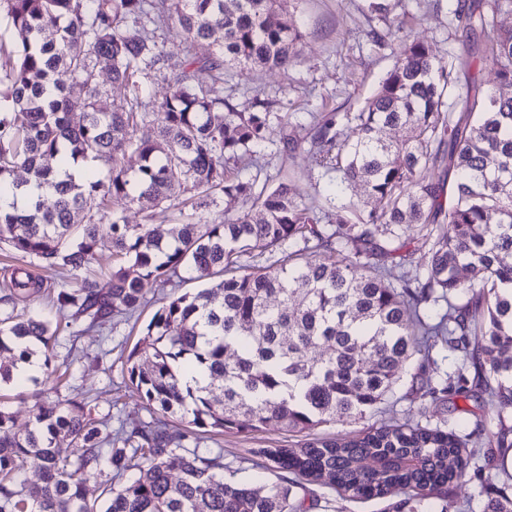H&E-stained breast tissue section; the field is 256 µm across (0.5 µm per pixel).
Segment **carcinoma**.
Returning <instances> with one entry per match:
<instances>
[{"label": "carcinoma", "mask_w": 512, "mask_h": 512, "mask_svg": "<svg viewBox=\"0 0 512 512\" xmlns=\"http://www.w3.org/2000/svg\"><path fill=\"white\" fill-rule=\"evenodd\" d=\"M0 0L12 34L0 45V192L33 184L55 196L27 207H0V243L16 258L49 269H88L103 238L112 247L109 287L84 278L50 289L12 268L0 301L48 296L56 325L35 316H0V384L23 383L18 364L40 354L52 367L64 328L76 335L132 317L145 286L186 270L213 284L173 294L127 356L130 387L162 416L112 429L85 396L38 406L21 433L0 406V512H300L289 485L304 481L351 498H391V512H473L449 497L461 481L493 479L496 453L512 448V29L499 17L512 0H472L458 12L473 35L462 55L439 57L407 34L392 68L361 109L323 112L302 137L258 96L239 109L224 99L225 67L287 69L302 32L271 22L279 0ZM176 21L178 51L159 42ZM209 41L216 53L196 56ZM490 64L483 89L474 69ZM125 92L103 112L100 72ZM63 73L65 85L55 78ZM162 75L168 96H143L142 79ZM405 130L393 141L386 132ZM285 152L301 145L311 164L336 174L333 195L356 182L366 197L326 213L286 182L243 178L237 164L274 134ZM139 156L130 173L126 154ZM101 160L106 175L81 165ZM23 168L28 179L14 178ZM455 175L454 194L445 183ZM226 198L246 208L224 223L187 218L162 237L153 208L184 212ZM137 204L129 224L114 204ZM108 222L103 224L100 218ZM426 263L402 261L414 228ZM454 356L453 373L433 352ZM418 361L424 375L410 402L435 405L479 394L484 413L459 434L441 425L369 426L336 439L316 430L361 421L392 393L400 371ZM180 418L182 431L165 415ZM271 420L306 438L259 453L294 478L259 487L224 479V449L202 454L188 438ZM73 448L62 457L61 444ZM41 486L30 492L28 461ZM137 475L129 479L127 472ZM107 474L103 505L87 483Z\"/></svg>", "instance_id": "obj_1"}]
</instances>
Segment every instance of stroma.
<instances>
[{
    "mask_svg": "<svg viewBox=\"0 0 512 512\" xmlns=\"http://www.w3.org/2000/svg\"><path fill=\"white\" fill-rule=\"evenodd\" d=\"M367 4L368 0H282L283 12L296 21L303 33L296 62L285 71L257 68L242 80H229L224 85L225 97L242 107L255 96L272 99L280 116L306 125L322 112L358 111L392 67L398 41L405 33L427 41L441 56L460 51L466 41L465 30L449 24L458 0H387L389 12L384 17L369 13ZM375 31L389 34L388 46L374 45L371 34ZM262 155L264 168L260 171L269 176L271 184L288 182L306 198L323 204L328 178L309 165L303 150L286 154L279 141L274 140L263 147ZM158 296L157 286H149L148 302L137 323L124 321L112 332L76 339L60 333L54 346V362L67 372L61 394L88 393L99 413L119 411L128 423L149 420V411L126 387L125 361L139 338L140 327L158 309ZM51 385V380L41 375L29 381L22 391L7 385L0 387V398L13 414L18 431H26L32 424V395ZM409 385V377H402L393 398L382 404L380 412L368 415L365 422L327 424L321 427V434L341 438L362 426H377L384 421H447L462 430L482 411L481 403L472 398L437 405L410 404L403 398ZM295 440V434L272 421L258 430L225 432L201 442L199 450L204 453L223 449L225 477L273 481L276 472L258 467L256 449L286 448ZM292 494L302 501L303 512H388L387 501L352 499L316 484L293 487Z\"/></svg>",
    "mask_w": 512,
    "mask_h": 512,
    "instance_id": "35a3bbf8",
    "label": "stroma"
}]
</instances>
